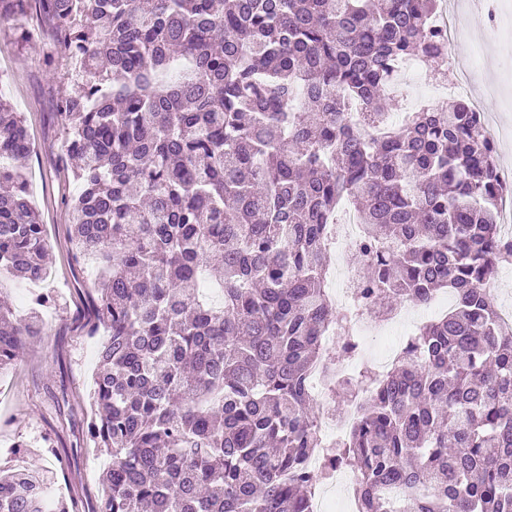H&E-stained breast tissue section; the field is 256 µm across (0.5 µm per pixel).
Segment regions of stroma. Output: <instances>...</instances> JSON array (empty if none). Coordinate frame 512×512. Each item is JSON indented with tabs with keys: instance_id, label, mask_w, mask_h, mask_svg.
Listing matches in <instances>:
<instances>
[{
	"instance_id": "1",
	"label": "stroma",
	"mask_w": 512,
	"mask_h": 512,
	"mask_svg": "<svg viewBox=\"0 0 512 512\" xmlns=\"http://www.w3.org/2000/svg\"><path fill=\"white\" fill-rule=\"evenodd\" d=\"M457 12L468 35L467 46H489L497 63L487 76L512 71V38L488 44L486 13L471 10L466 0H442ZM49 35L38 19L29 21L27 41L0 32V96L25 118L34 144L27 158L35 208L47 226L53 262L52 277L43 289L55 298L43 314L45 334L25 348L12 368L0 372V468L31 467L45 471L54 495H74L80 512H98L99 476L108 459L87 439L91 416L87 394L99 359V337L90 335L97 319L88 287L95 269L76 261L68 241L71 216L64 198L77 194L60 167L63 134L55 116L62 71L49 64ZM433 68L415 73L410 86L390 101L393 119L424 106L447 109L448 96L437 93ZM41 287L16 280L7 289L17 315H26L28 299Z\"/></svg>"
}]
</instances>
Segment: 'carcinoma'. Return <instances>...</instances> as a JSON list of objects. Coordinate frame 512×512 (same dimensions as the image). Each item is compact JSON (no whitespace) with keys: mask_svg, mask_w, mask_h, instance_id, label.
I'll use <instances>...</instances> for the list:
<instances>
[{"mask_svg":"<svg viewBox=\"0 0 512 512\" xmlns=\"http://www.w3.org/2000/svg\"><path fill=\"white\" fill-rule=\"evenodd\" d=\"M438 0H0V30L26 35L35 6L66 74L56 117L82 185L65 203L75 257L108 336L86 436L106 450L98 512H309L338 467L360 477L359 512H512V332L484 286L512 258L500 234L497 151L464 99L410 112L379 136L400 63L442 65ZM32 142L0 97V277L51 265L16 161ZM363 224L356 301L331 304L329 225ZM218 262V304L202 281ZM424 324L376 376L356 424L326 450L308 388L327 358L356 354L351 324L424 303ZM30 316L0 305V371ZM398 486V508L382 489ZM43 476L0 470V512H45Z\"/></svg>","mask_w":512,"mask_h":512,"instance_id":"carcinoma-1","label":"carcinoma"}]
</instances>
